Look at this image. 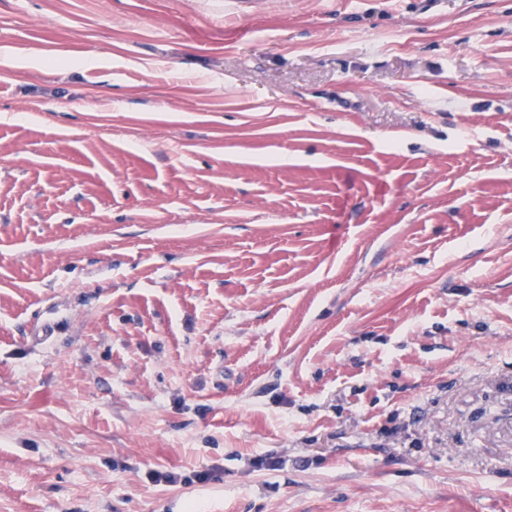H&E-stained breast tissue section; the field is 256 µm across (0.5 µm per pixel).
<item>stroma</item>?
<instances>
[{
  "label": "stroma",
  "instance_id": "1",
  "mask_svg": "<svg viewBox=\"0 0 512 512\" xmlns=\"http://www.w3.org/2000/svg\"><path fill=\"white\" fill-rule=\"evenodd\" d=\"M0 512H512V0H0Z\"/></svg>",
  "mask_w": 512,
  "mask_h": 512
}]
</instances>
